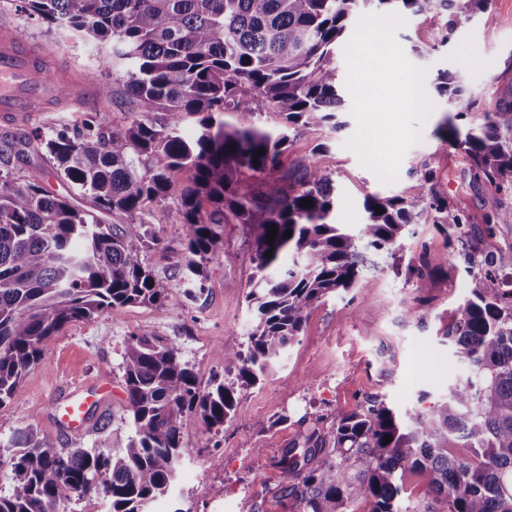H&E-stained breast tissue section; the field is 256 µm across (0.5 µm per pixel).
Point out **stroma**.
I'll return each mask as SVG.
<instances>
[{
    "instance_id": "35a3bbf8",
    "label": "stroma",
    "mask_w": 512,
    "mask_h": 512,
    "mask_svg": "<svg viewBox=\"0 0 512 512\" xmlns=\"http://www.w3.org/2000/svg\"><path fill=\"white\" fill-rule=\"evenodd\" d=\"M19 5L20 0H0V23L17 28L54 64L92 82L109 83L112 100L41 112L27 125L0 122V142L34 131L71 129L89 114L109 125L128 124L139 106L125 91L124 67L98 73L93 42L62 35L28 18ZM439 26L438 19L410 15L396 34L407 58L427 68L426 89L436 108L421 142L406 153L394 183H381L343 146L356 130L344 54L336 56L338 130L306 129L289 144L284 172L311 163L328 175L336 223L358 229L365 221L367 196L414 195L427 164L436 171V194L463 212L474 231H484V199L490 187L473 176L462 153L444 144L439 129L455 109L438 94L434 82L443 70L458 75L464 88L461 101L476 112L492 109L497 97L512 89V0H491L487 12L460 15L452 39L443 46L436 43ZM465 48L483 58V67L463 63ZM52 167L46 155L24 165L0 162V172L21 171L74 205L91 209L90 197L52 177ZM223 230V247L207 268L206 290L190 298L179 274L184 228L155 225L163 247L147 252L145 259L168 290L165 310L127 305L91 321L71 322L52 337L39 364L22 380L17 400L0 406L1 458L9 457V442L21 430L51 437L64 450L117 453L126 447L134 428L125 412L122 353L126 341L141 330L180 344L200 383L219 374L214 350L238 345L250 327L245 295L254 274V245L246 225L230 218ZM422 262L432 277L428 288L420 290L415 281ZM471 286L462 257L432 219L412 225L395 257H375L357 288L329 295L309 310L285 357L264 381L242 391L236 415L223 430L207 429L194 414L185 418V453L176 485L152 504L151 512H301L283 489L280 460L289 448H304L311 417L322 416L320 430L325 433L332 426L331 412L376 396L401 413L422 410L467 378V364L443 333L449 314ZM73 396L87 403L89 426L80 435L70 433L61 420ZM102 414L110 419L103 432L95 427Z\"/></svg>"
}]
</instances>
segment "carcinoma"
Instances as JSON below:
<instances>
[{"label": "carcinoma", "mask_w": 512, "mask_h": 512, "mask_svg": "<svg viewBox=\"0 0 512 512\" xmlns=\"http://www.w3.org/2000/svg\"><path fill=\"white\" fill-rule=\"evenodd\" d=\"M490 2L22 0L28 17L103 45L98 67L126 68L127 93L141 111L124 126L89 116L70 133H35L0 147L7 164L47 153L58 176L96 207L79 209L36 182L0 174V405L16 397L45 343L69 323L130 304L163 309L165 289L144 254L160 246L152 218L168 197L177 196L178 204L167 219L186 228L187 294L205 290L206 265L223 245L227 215L249 226L256 275L246 294L253 312L246 341L215 352L224 378L201 386L180 345L141 330L122 356L134 428L126 448L64 452L50 437L18 433L9 457L13 483L0 494V512H69L84 499L104 502L107 512H149L178 479L184 416L198 415L210 430L224 427L240 390L280 363L307 311L353 288L368 255L392 253L430 211L450 229L448 244L461 245L464 261L478 267L444 332L470 377L424 412L399 415L376 397L336 409L330 441L307 438L314 445L304 449L302 465L293 449L283 458L285 489L302 512H347L355 502L364 512H403L404 477L412 471L443 512H512V289L492 274L512 266V251L482 248L499 225L512 224V208L499 198L512 189V91L488 111L469 105L458 111L456 119L469 120L465 132L451 122L445 128L444 140L492 189L481 235L434 192L435 171L427 164L413 196L366 197L365 223L356 232L329 220L333 187L311 165L263 190L283 168L292 134L336 127V48L354 12L388 5L436 17L442 20L437 43L445 45L459 15L484 13ZM436 81L440 93L459 99L454 74L443 71ZM159 110L198 117L196 132L185 136L158 123L152 113ZM269 111L283 118L275 131L260 123ZM226 114L235 121L226 122ZM181 172L186 178L178 184ZM243 175L252 187L241 185ZM308 199L312 205H303ZM105 215L121 224L107 223Z\"/></svg>", "instance_id": "1"}]
</instances>
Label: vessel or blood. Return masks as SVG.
Wrapping results in <instances>:
<instances>
[{
  "label": "vessel or blood",
  "instance_id": "obj_1",
  "mask_svg": "<svg viewBox=\"0 0 512 512\" xmlns=\"http://www.w3.org/2000/svg\"><path fill=\"white\" fill-rule=\"evenodd\" d=\"M96 87L37 53L9 25L0 26V120L28 121L30 113L59 109L95 98Z\"/></svg>",
  "mask_w": 512,
  "mask_h": 512
}]
</instances>
